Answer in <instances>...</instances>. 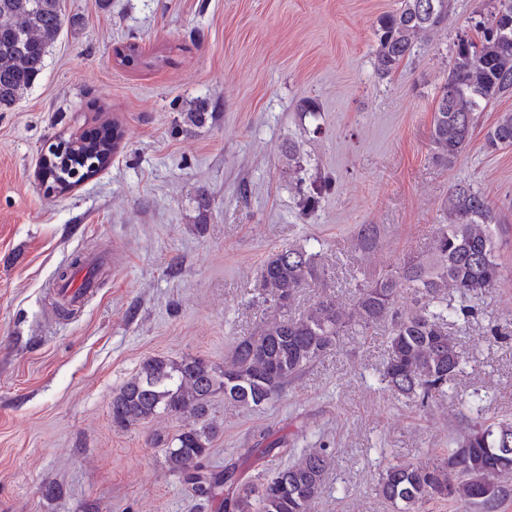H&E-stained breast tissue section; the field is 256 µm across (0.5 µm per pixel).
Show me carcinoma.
I'll list each match as a JSON object with an SVG mask.
<instances>
[{
  "label": "carcinoma",
  "mask_w": 512,
  "mask_h": 512,
  "mask_svg": "<svg viewBox=\"0 0 512 512\" xmlns=\"http://www.w3.org/2000/svg\"><path fill=\"white\" fill-rule=\"evenodd\" d=\"M62 0H0V111L10 109L31 88L44 68L48 48L64 24ZM450 0H400V6L377 20L373 68L384 80L413 54L418 40L448 22ZM477 38L457 37L448 78L433 112L431 154L453 167L469 144L477 113L492 101L512 94V0H487L475 23ZM121 139L66 145L54 154L49 183L61 192L94 172L101 156H111ZM485 149L512 147V111L502 112L485 134ZM297 172L300 146L283 149ZM331 189L330 181L314 185L303 198L313 210ZM446 223L438 225L434 246L371 282L355 285L353 303L345 307L324 296L302 314L289 313L295 297L324 276L319 254L303 245L278 249L263 261L258 297L273 308V317L255 332L239 338L218 366L202 357L154 356L112 394V423L121 428L145 424L160 414L189 423L167 443L166 468L192 493L211 500L224 491L222 512H312L330 467L326 449L305 453L258 482L245 481L240 470L253 458L283 451L281 436L262 440L222 470L207 465L216 428L210 421L212 398L252 410L281 398L286 387L321 357L336 349L344 332L367 335L388 326L387 357L380 381L393 393L419 406L448 396V382L466 363L448 324L469 309L452 307L445 294L482 296L504 280L495 241L509 222L486 197L469 185H456L442 202ZM512 421L480 418L464 439L444 448L437 462L387 464L375 491L398 512H423L442 500L457 512H496L512 489Z\"/></svg>",
  "instance_id": "cac0c4a2"
}]
</instances>
